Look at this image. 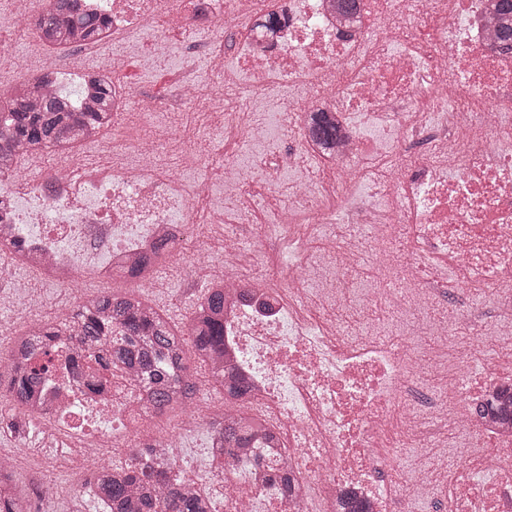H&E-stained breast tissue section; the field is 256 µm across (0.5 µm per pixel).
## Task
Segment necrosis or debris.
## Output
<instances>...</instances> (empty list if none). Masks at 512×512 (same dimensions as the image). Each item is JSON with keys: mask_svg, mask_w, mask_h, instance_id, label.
I'll use <instances>...</instances> for the list:
<instances>
[{"mask_svg": "<svg viewBox=\"0 0 512 512\" xmlns=\"http://www.w3.org/2000/svg\"><path fill=\"white\" fill-rule=\"evenodd\" d=\"M495 6L80 0L112 34L74 52L136 131L113 125L111 161L72 157L24 192L0 177V223L64 284L132 272L163 239L181 265L220 237L224 361L269 432L225 456L224 512H346L350 498L512 512V420L477 406L512 389V51ZM197 32L166 98L144 104L118 61L148 42L160 64L173 35ZM320 113L341 130L328 148L311 135ZM286 132L289 148L261 153ZM448 297L454 323L431 316ZM485 298L506 338L493 347L472 341ZM67 357L18 410L23 456L76 473L129 453L151 413L125 376L102 394L62 387ZM416 448L434 454L394 479Z\"/></svg>", "mask_w": 512, "mask_h": 512, "instance_id": "1", "label": "necrosis or debris"}]
</instances>
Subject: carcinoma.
Instances as JSON below:
<instances>
[{"mask_svg": "<svg viewBox=\"0 0 512 512\" xmlns=\"http://www.w3.org/2000/svg\"><path fill=\"white\" fill-rule=\"evenodd\" d=\"M505 20L499 30L512 43V0H498ZM106 18L79 11L78 0H52L36 19L35 26L54 44L65 48L96 38ZM22 92L0 101V176L11 173L20 153H65L112 124V84L97 82L84 88L80 98L91 96L86 111H74L73 95L52 92L36 97L21 85ZM193 336L191 353L210 369L214 389L233 399L248 389L224 356V288L210 283L194 304L188 324ZM61 336L69 341L70 369L95 381L100 370L124 371L142 387L154 412L186 406L195 393L187 364L184 340L148 300L136 293H99L86 298L74 312L53 322L39 323L37 340L29 346L26 363L17 367L4 360L12 377L7 382L9 401L24 403L33 398L51 372L49 349ZM213 434L224 449L248 448L262 433L259 424L211 421ZM176 462L161 457L148 444L132 450L121 466H100L87 483L101 512H213L211 498L182 483L175 474Z\"/></svg>", "mask_w": 512, "mask_h": 512, "instance_id": "cac0c4a2", "label": "carcinoma"}]
</instances>
